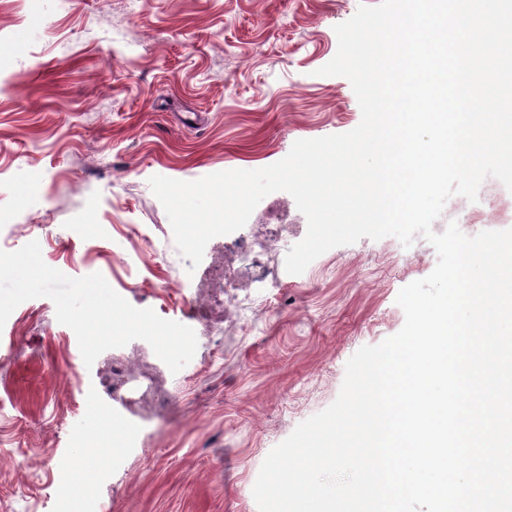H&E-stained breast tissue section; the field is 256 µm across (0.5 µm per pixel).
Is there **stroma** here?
<instances>
[{"label":"stroma","instance_id":"stroma-1","mask_svg":"<svg viewBox=\"0 0 512 512\" xmlns=\"http://www.w3.org/2000/svg\"><path fill=\"white\" fill-rule=\"evenodd\" d=\"M377 2L0 0V250L38 241L48 266L193 325L224 240L186 259L150 178L257 170L357 127L350 81L318 70L335 26ZM476 204L481 230L512 228L499 180ZM437 260L391 236L333 248L279 294L253 289L247 320L198 335L175 374L142 340L85 365L53 301L22 302L0 328V512H258L268 453L337 398L357 350L402 328L399 291ZM127 383L135 402L115 401ZM103 454L95 499L58 504Z\"/></svg>","mask_w":512,"mask_h":512}]
</instances>
